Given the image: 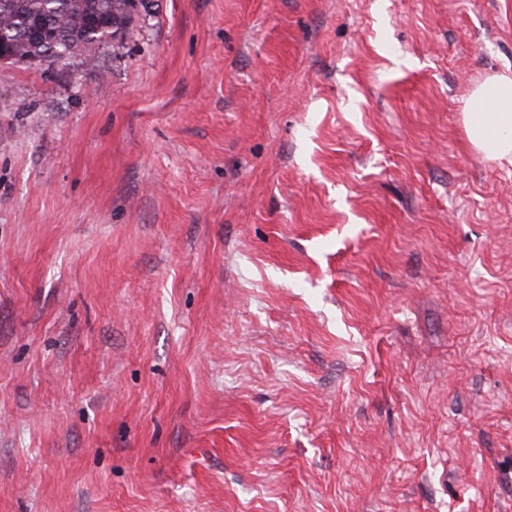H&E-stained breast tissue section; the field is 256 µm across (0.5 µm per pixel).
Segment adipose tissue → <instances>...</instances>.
I'll return each instance as SVG.
<instances>
[{
  "instance_id": "obj_1",
  "label": "adipose tissue",
  "mask_w": 512,
  "mask_h": 512,
  "mask_svg": "<svg viewBox=\"0 0 512 512\" xmlns=\"http://www.w3.org/2000/svg\"><path fill=\"white\" fill-rule=\"evenodd\" d=\"M465 117L470 145L488 159L512 166V76L487 79L472 93Z\"/></svg>"
}]
</instances>
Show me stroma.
<instances>
[{
    "label": "stroma",
    "instance_id": "1",
    "mask_svg": "<svg viewBox=\"0 0 512 512\" xmlns=\"http://www.w3.org/2000/svg\"><path fill=\"white\" fill-rule=\"evenodd\" d=\"M512 0H150L0 65V512H512ZM465 132L470 145L488 159L512 166V76L487 79L472 93Z\"/></svg>",
    "mask_w": 512,
    "mask_h": 512
}]
</instances>
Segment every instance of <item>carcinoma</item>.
Segmentation results:
<instances>
[{
	"mask_svg": "<svg viewBox=\"0 0 512 512\" xmlns=\"http://www.w3.org/2000/svg\"><path fill=\"white\" fill-rule=\"evenodd\" d=\"M130 0H0V43L24 58L70 55L73 45L88 55L107 42L114 24H133Z\"/></svg>",
	"mask_w": 512,
	"mask_h": 512,
	"instance_id": "1",
	"label": "carcinoma"
}]
</instances>
